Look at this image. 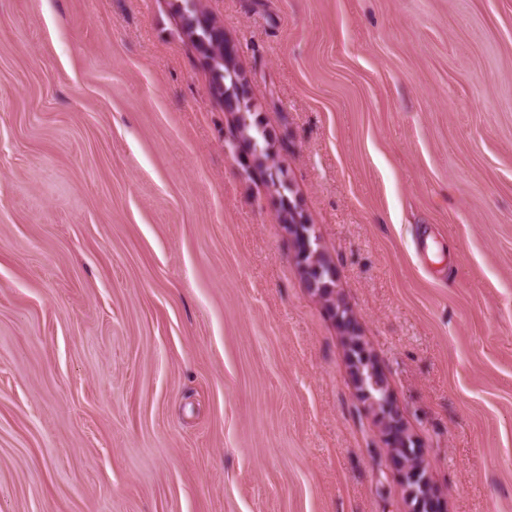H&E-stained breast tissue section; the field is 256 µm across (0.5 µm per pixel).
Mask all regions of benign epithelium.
<instances>
[{
    "mask_svg": "<svg viewBox=\"0 0 512 512\" xmlns=\"http://www.w3.org/2000/svg\"><path fill=\"white\" fill-rule=\"evenodd\" d=\"M192 12L193 16L186 19L187 31L191 37L202 46L213 63H221L228 70H233L232 52L224 46V30L209 17L204 0H193ZM199 27L205 29L211 39L197 35L195 30ZM212 93L224 98V105L230 112L238 111L241 106V96L224 91L221 83L214 85ZM281 222L288 225V230L297 243V257L309 288L327 301L331 315L346 335L350 351V375L360 397L374 411L383 429L386 452L402 472L411 512H435L434 492L421 465L416 442L407 432L396 411L383 372L364 346L362 337L358 336L357 316L335 297L334 267L320 251L317 242L312 240L311 225L302 220L294 205H288V217L281 219Z\"/></svg>",
    "mask_w": 512,
    "mask_h": 512,
    "instance_id": "benign-epithelium-1",
    "label": "benign epithelium"
}]
</instances>
